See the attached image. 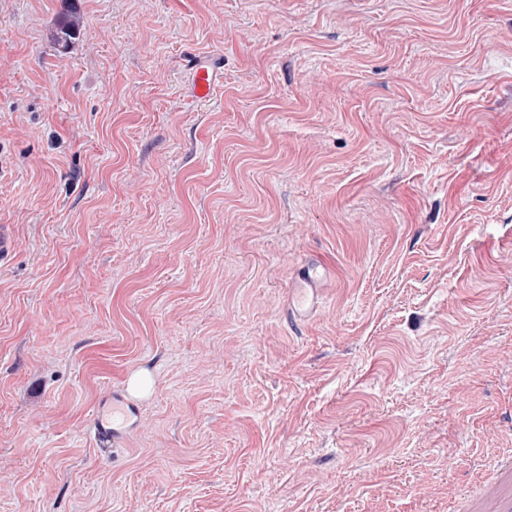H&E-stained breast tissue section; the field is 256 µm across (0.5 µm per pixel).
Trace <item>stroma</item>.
<instances>
[{"mask_svg":"<svg viewBox=\"0 0 512 512\" xmlns=\"http://www.w3.org/2000/svg\"><path fill=\"white\" fill-rule=\"evenodd\" d=\"M0 226V512H508L512 0H0ZM224 68V61L217 57L195 58L190 73L189 93L196 100H206L210 97L215 84L217 73ZM119 409L123 414V422H113V410ZM137 415V407L124 390L114 391L99 406L96 417L91 424V434L101 451H109L111 445H119L133 418Z\"/></svg>","mask_w":512,"mask_h":512,"instance_id":"1","label":"stroma"}]
</instances>
